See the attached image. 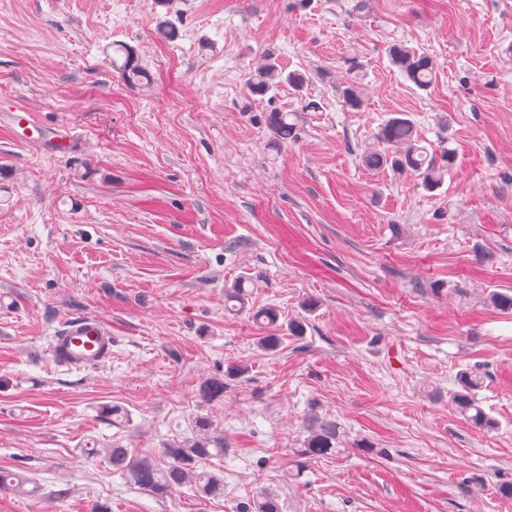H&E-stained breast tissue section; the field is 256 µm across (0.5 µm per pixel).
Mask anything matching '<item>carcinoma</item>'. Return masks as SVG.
<instances>
[{
  "instance_id": "obj_1",
  "label": "carcinoma",
  "mask_w": 512,
  "mask_h": 512,
  "mask_svg": "<svg viewBox=\"0 0 512 512\" xmlns=\"http://www.w3.org/2000/svg\"><path fill=\"white\" fill-rule=\"evenodd\" d=\"M392 63L417 88L425 90L431 84L434 74L433 60L402 46L391 49ZM118 70L125 81L136 85L145 78V71L135 63L132 53L125 52V60ZM279 78L276 66L268 65L259 72L255 89L266 92L275 87ZM268 122L273 132L282 139L292 136L293 124L288 122L285 112H272ZM378 141L386 151L373 152L367 157L371 166H381L392 161L395 167L409 170L421 179L425 188H438L454 161L451 150L441 149L431 153L420 145L415 124L404 115L392 117L379 128ZM480 380L466 372L460 377V390L451 395V401L459 412L474 426L488 429L494 427V421L480 407L476 399V390ZM198 433L196 438L169 444L162 449L166 462L162 465L147 457H137L127 448H111L107 452V462L112 472L121 475L139 489L156 494H165L177 487L189 485L196 495L203 499L224 496V477L203 467L205 460L213 453H224V438L213 432L211 422L201 417L195 421ZM336 452V431L329 422H322L310 432L306 440L304 455L324 457ZM26 479L9 471L0 469V492H13L23 489ZM240 512H279L277 504L269 496L262 494L254 502L240 506Z\"/></svg>"
}]
</instances>
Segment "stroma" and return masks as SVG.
Here are the masks:
<instances>
[{
	"instance_id": "35a3bbf8",
	"label": "stroma",
	"mask_w": 512,
	"mask_h": 512,
	"mask_svg": "<svg viewBox=\"0 0 512 512\" xmlns=\"http://www.w3.org/2000/svg\"><path fill=\"white\" fill-rule=\"evenodd\" d=\"M396 45L432 58L429 89ZM268 62L304 86L255 91ZM17 108L42 138L0 118V468L42 491L0 512H238L263 491L280 512H512V310L488 299L512 295V0H0ZM400 113L453 149L441 188L365 165ZM239 281L276 322L225 310ZM82 315L112 357L77 372L47 340ZM464 372L494 429L452 404ZM201 417L223 497L140 490L100 454L160 457ZM316 420L336 452L301 457Z\"/></svg>"
}]
</instances>
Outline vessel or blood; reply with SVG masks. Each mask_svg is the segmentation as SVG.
<instances>
[{
  "mask_svg": "<svg viewBox=\"0 0 512 512\" xmlns=\"http://www.w3.org/2000/svg\"><path fill=\"white\" fill-rule=\"evenodd\" d=\"M49 355L53 362L75 371L101 365L112 355V329L93 315L67 320L55 332Z\"/></svg>",
  "mask_w": 512,
  "mask_h": 512,
  "instance_id": "vessel-or-blood-1",
  "label": "vessel or blood"
}]
</instances>
